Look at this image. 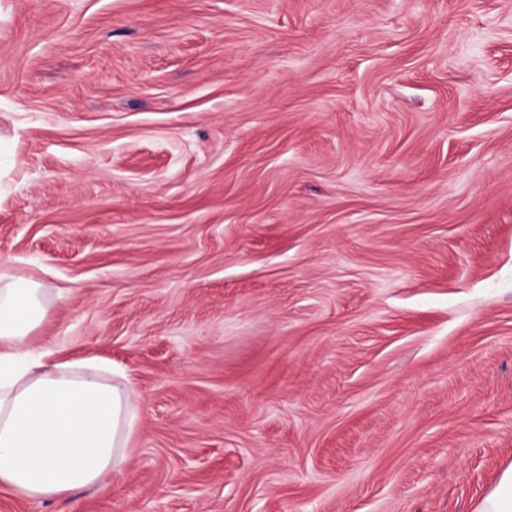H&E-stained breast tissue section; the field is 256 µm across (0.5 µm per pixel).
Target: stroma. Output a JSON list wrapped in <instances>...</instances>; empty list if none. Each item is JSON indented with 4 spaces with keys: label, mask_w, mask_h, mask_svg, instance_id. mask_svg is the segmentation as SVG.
Here are the masks:
<instances>
[{
    "label": "stroma",
    "mask_w": 512,
    "mask_h": 512,
    "mask_svg": "<svg viewBox=\"0 0 512 512\" xmlns=\"http://www.w3.org/2000/svg\"><path fill=\"white\" fill-rule=\"evenodd\" d=\"M0 259L121 367L112 494L476 512L512 465V0H0Z\"/></svg>",
    "instance_id": "35a3bbf8"
}]
</instances>
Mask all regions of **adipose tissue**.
Segmentation results:
<instances>
[{"label": "adipose tissue", "instance_id": "ef3b65f1", "mask_svg": "<svg viewBox=\"0 0 512 512\" xmlns=\"http://www.w3.org/2000/svg\"><path fill=\"white\" fill-rule=\"evenodd\" d=\"M52 294L0 266V487L29 500L109 493L135 430V394L120 369L50 363L32 347Z\"/></svg>", "mask_w": 512, "mask_h": 512}]
</instances>
